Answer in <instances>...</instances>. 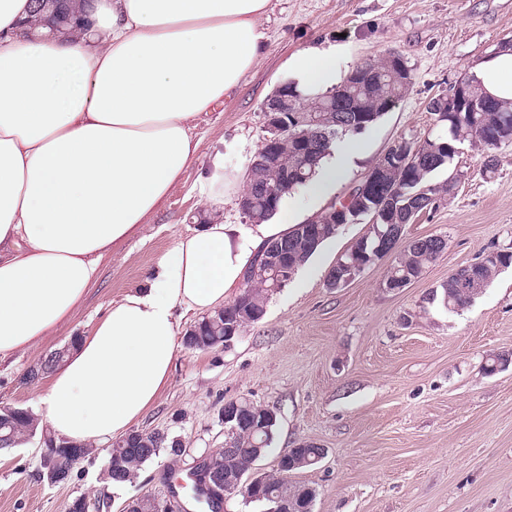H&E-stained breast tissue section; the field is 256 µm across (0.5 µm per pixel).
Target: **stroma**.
<instances>
[{
	"mask_svg": "<svg viewBox=\"0 0 512 512\" xmlns=\"http://www.w3.org/2000/svg\"><path fill=\"white\" fill-rule=\"evenodd\" d=\"M259 63L231 98L196 120L201 157L224 142V171L246 187L248 164L261 146V106L289 81L288 58L306 47H348L352 65L400 54L412 85L368 130L366 156L336 187L343 197L393 143L446 134L428 112L478 65L512 43V0H271ZM483 174L484 150L465 144L450 173L455 187L405 225V239L443 236L447 247L421 278L390 291L381 261L343 288L327 287L336 259L368 230L346 224L274 294L259 321L230 343L182 348L161 396L139 421L184 449L160 453L122 485L101 477L109 444L78 461L70 479L40 474L39 437L0 450V512H68L82 496L100 512H123L127 500L167 498L200 455L223 447L220 411L246 399L272 409L269 451L255 463L272 472L280 452L303 442L322 447L318 466L293 482L316 491L313 512H512V364L490 373L489 358L512 357V267L463 310L429 300L449 274L482 252L512 247V142ZM190 168L147 217L142 231L113 247L99 279L71 318L31 350L0 360V406L34 409L47 379L26 382L42 358L88 333L112 301L135 289L204 212Z\"/></svg>",
	"mask_w": 512,
	"mask_h": 512,
	"instance_id": "35a3bbf8",
	"label": "stroma"
}]
</instances>
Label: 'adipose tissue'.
Here are the masks:
<instances>
[{"label": "adipose tissue", "mask_w": 512, "mask_h": 512, "mask_svg": "<svg viewBox=\"0 0 512 512\" xmlns=\"http://www.w3.org/2000/svg\"><path fill=\"white\" fill-rule=\"evenodd\" d=\"M270 0H97L77 37H24L32 0H0V357L36 347L73 313L113 244L143 224L199 163V113L230 96L258 61ZM343 45L293 54L308 94L340 82ZM484 90L512 100V49L483 61ZM337 140L311 181L318 205L364 156ZM224 151L195 192L210 220L181 237L144 285L113 302L50 377L35 413L57 436L126 435L169 382L182 314L221 307L263 243L287 225L224 223Z\"/></svg>", "instance_id": "adipose-tissue-1"}]
</instances>
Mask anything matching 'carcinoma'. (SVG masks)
<instances>
[{"label":"carcinoma","instance_id":"1","mask_svg":"<svg viewBox=\"0 0 512 512\" xmlns=\"http://www.w3.org/2000/svg\"><path fill=\"white\" fill-rule=\"evenodd\" d=\"M72 3L77 7H87L93 0H35L37 7L33 9L28 24L38 27L42 24L57 30L68 28L74 16L62 7L64 3ZM374 71V80L365 88H352L348 95H359L367 98L365 107L372 110V116L364 118L359 112H325L321 105L336 101L338 90L333 88L314 98L301 92L288 83V97L296 103H304L313 99L310 124L301 132L310 136V148L293 142L281 147L280 152L261 154L265 163L252 169L248 182L247 192L254 198L255 204L252 213L245 214L248 220H257L262 224L273 218L275 211L270 206V200L263 197L262 192L273 184H288V190L300 185L298 179L313 178L322 159L329 154L332 143L347 134H357L383 116L377 111L379 102L383 100L397 101L409 90L410 85L402 83L387 72V65L379 60L370 64ZM465 95L484 104V110L472 114L466 110L459 112H442L438 115L439 121L447 125L448 134L435 138H426L417 149L405 144L401 149L409 153L415 152L412 163L402 172L396 190V204L399 206L400 219L411 220L423 210L433 205L432 198L440 193H448L453 185L433 182V176L447 168L456 155L458 146L465 142L480 144L490 150L484 163V172L492 173L498 165V158L491 154V150L501 143L508 141L512 134V101H502L489 95L478 82L475 76L465 79ZM320 237H308L301 233L303 225L296 224L292 232L280 242L288 245V254L285 255L288 267L300 269L318 250L323 242L331 238L327 225L320 224ZM377 243V237L370 235L366 245H355L341 260L364 262L367 255ZM442 255L429 241L417 239L404 242L397 260L385 275V281L398 280L412 281L419 278L425 269L435 263ZM485 264L477 266L471 264L461 267L448 276V281L440 285V289L431 291V300L439 302L443 308L455 312L470 305L479 294L482 282L493 280L502 268L512 265V251L499 249L489 252L484 257ZM253 281L251 296L248 300H238L239 320L236 324V333H241L250 323L256 322L255 314L263 313L269 299L279 290L270 273L252 274ZM209 319H201L194 325L191 335L184 337V343L191 349H209L224 344V329L218 323ZM263 433L253 431L250 420L246 419L227 439L234 442V449L218 448L210 453L211 461L200 468L202 475L210 482L222 481V476L228 471L243 473L252 462L254 443L260 441ZM149 445L145 446L134 440L125 441V447L113 448L105 467V479L112 484H123L131 481L147 461L159 456L163 451L172 456H180L182 448L179 442L165 433L154 438H148ZM318 458L325 454V449L308 443L297 449V452L279 456L278 467L271 474H263L264 491L254 495L250 502L261 507L262 512H286L285 504L288 501L298 503L304 496L299 488L287 484L281 475L290 471L295 455Z\"/></svg>","mask_w":512,"mask_h":512}]
</instances>
